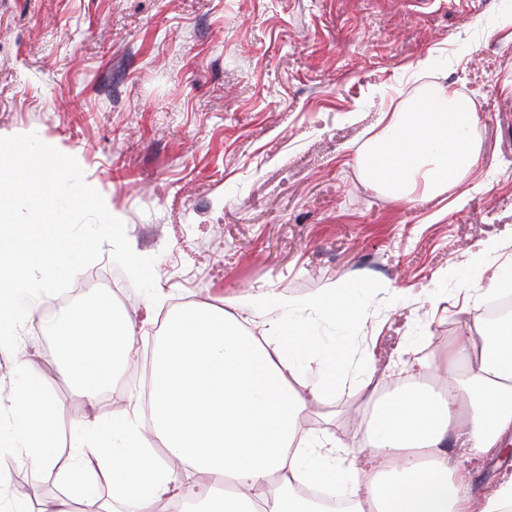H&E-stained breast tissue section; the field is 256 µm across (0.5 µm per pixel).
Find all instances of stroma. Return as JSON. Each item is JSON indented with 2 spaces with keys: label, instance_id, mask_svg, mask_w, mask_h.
<instances>
[{
  "label": "stroma",
  "instance_id": "stroma-1",
  "mask_svg": "<svg viewBox=\"0 0 512 512\" xmlns=\"http://www.w3.org/2000/svg\"><path fill=\"white\" fill-rule=\"evenodd\" d=\"M512 0H0V135L36 133L96 179L129 240L155 259L159 301L114 297L135 326L134 359L112 401L88 403L49 360L41 303L19 346L62 401L57 458L89 418L142 397L159 329L189 303L273 288L303 297L327 279L364 289L351 333L294 312L319 341L349 344L344 386L305 427L358 448L366 405L360 361L378 391L459 340L483 301L438 272L465 267L489 239L512 260ZM472 98L480 158L439 198L396 200L365 180L358 148L382 112L433 84ZM481 492L512 459L453 451ZM36 501L61 496L55 473L13 461Z\"/></svg>",
  "mask_w": 512,
  "mask_h": 512
}]
</instances>
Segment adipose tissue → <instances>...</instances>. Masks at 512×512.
Wrapping results in <instances>:
<instances>
[{
	"label": "adipose tissue",
	"instance_id": "ef3b65f1",
	"mask_svg": "<svg viewBox=\"0 0 512 512\" xmlns=\"http://www.w3.org/2000/svg\"><path fill=\"white\" fill-rule=\"evenodd\" d=\"M479 116L472 100L444 86L398 104L356 154L369 183L396 199L446 195L479 160ZM500 242L470 252L475 282L512 286V264L500 262ZM320 312L354 325L364 313L354 288L327 281L293 299L272 288L185 305L166 319L155 348L149 418L137 411L81 425L61 480L67 497L27 506L0 473V512H76L84 490L111 486L112 503L136 512H163L179 499L187 512H323L300 498L301 486L343 485L346 512H504L512 478L478 495L472 473L448 456L462 441L486 455L512 443V318L419 363L413 384L374 400L362 421L366 460L346 447L315 442L304 427L312 404L344 383L343 345L323 346L290 316ZM261 320L262 336L246 326ZM52 363L88 401L116 390L132 360L134 327L100 294L49 324ZM31 359L16 360L8 419L0 421V456L23 459L37 471L56 464V424L62 405L29 379ZM167 450V467L149 454ZM210 476L209 486L177 483L179 468Z\"/></svg>",
	"mask_w": 512,
	"mask_h": 512
}]
</instances>
